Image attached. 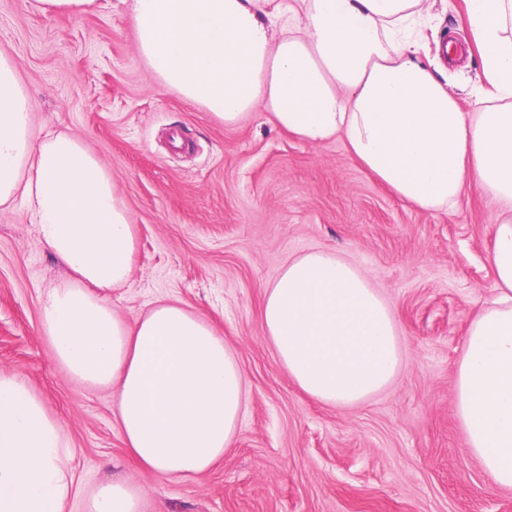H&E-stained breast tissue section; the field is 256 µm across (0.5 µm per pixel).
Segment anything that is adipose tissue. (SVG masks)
<instances>
[{
  "mask_svg": "<svg viewBox=\"0 0 512 512\" xmlns=\"http://www.w3.org/2000/svg\"><path fill=\"white\" fill-rule=\"evenodd\" d=\"M138 53L159 85L231 127L256 107L317 145L343 135L351 156L402 201L455 207L478 185L502 210L488 259L494 297L471 322L455 382L466 444L512 486V0H466L490 92L462 111L415 55L409 22L423 0H122ZM32 100L0 53V213L24 205L69 273L47 291L40 327L56 362L112 392L129 455L169 477L210 469L247 405L236 355L175 300L124 319L109 302L134 268L138 229L112 176L83 139H36ZM262 331L289 379L318 403L354 407L395 377V314L336 253L286 262L267 287ZM65 431L17 375L0 373V512H65L74 479ZM86 512H141L114 479Z\"/></svg>",
  "mask_w": 512,
  "mask_h": 512,
  "instance_id": "obj_1",
  "label": "adipose tissue"
}]
</instances>
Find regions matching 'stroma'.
Masks as SVG:
<instances>
[{
  "instance_id": "1",
  "label": "stroma",
  "mask_w": 512,
  "mask_h": 512,
  "mask_svg": "<svg viewBox=\"0 0 512 512\" xmlns=\"http://www.w3.org/2000/svg\"><path fill=\"white\" fill-rule=\"evenodd\" d=\"M416 29L420 59L455 85L463 111H481L465 0H425ZM449 40L460 52L445 60ZM1 51L32 100L35 135L82 138L139 228L113 310L130 319L167 299L202 314L248 390L235 443L213 468L172 478L138 467L111 391L73 380L41 332V299L65 269L25 207L0 214V372L23 379L65 429L75 484L66 512H85L113 477L140 490L144 512H512V487L470 452L455 412L467 330L493 293L494 199L472 186L453 209L421 210L365 171L343 137L305 143L260 107L224 126L159 86L117 0L76 15L0 0ZM315 249L357 266L397 320L394 381L351 408L301 393L262 334L267 286L288 258Z\"/></svg>"
}]
</instances>
